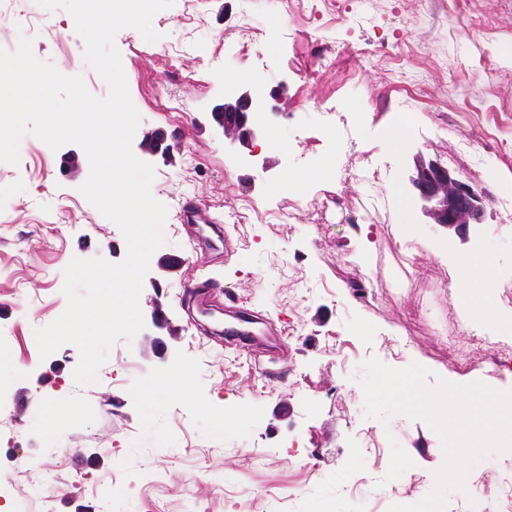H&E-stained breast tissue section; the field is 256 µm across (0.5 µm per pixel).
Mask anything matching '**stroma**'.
Returning <instances> with one entry per match:
<instances>
[{
    "label": "stroma",
    "mask_w": 512,
    "mask_h": 512,
    "mask_svg": "<svg viewBox=\"0 0 512 512\" xmlns=\"http://www.w3.org/2000/svg\"><path fill=\"white\" fill-rule=\"evenodd\" d=\"M152 26L158 40L127 28L115 45L165 243L143 280L145 326L114 343L96 383H76L75 345L43 358L34 332L64 312L70 261L121 262L124 236L80 191V146L29 134L18 164L0 162V512L415 503L443 463L440 439L421 420L367 417L362 365L512 388V0H174ZM23 34L39 60L107 95L66 10L0 0V48ZM258 86L260 138L225 142L213 107ZM162 129L168 151L151 153ZM420 161L483 193L467 237L425 213ZM357 164L366 178H343ZM297 172L303 191L279 188ZM188 201L205 231L183 222ZM172 255L182 265L162 266ZM485 263L489 283L459 295ZM193 279L212 284L207 313L186 297ZM230 307L260 319L270 373L226 345ZM474 334L499 342L502 365L483 363ZM466 485L447 512H512V452L484 457Z\"/></svg>",
    "instance_id": "obj_1"
}]
</instances>
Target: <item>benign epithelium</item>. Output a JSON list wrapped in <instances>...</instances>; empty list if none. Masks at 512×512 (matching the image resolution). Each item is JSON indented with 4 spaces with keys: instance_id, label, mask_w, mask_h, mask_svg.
I'll list each match as a JSON object with an SVG mask.
<instances>
[{
    "instance_id": "7a95c632",
    "label": "benign epithelium",
    "mask_w": 512,
    "mask_h": 512,
    "mask_svg": "<svg viewBox=\"0 0 512 512\" xmlns=\"http://www.w3.org/2000/svg\"><path fill=\"white\" fill-rule=\"evenodd\" d=\"M262 106L263 100L248 92L216 106L214 117L224 127V138L246 145L257 140L260 132L251 124L250 114ZM412 186L427 203L425 212L433 223L462 237L467 236L470 225L480 223L484 212L482 195L440 164H418Z\"/></svg>"
}]
</instances>
